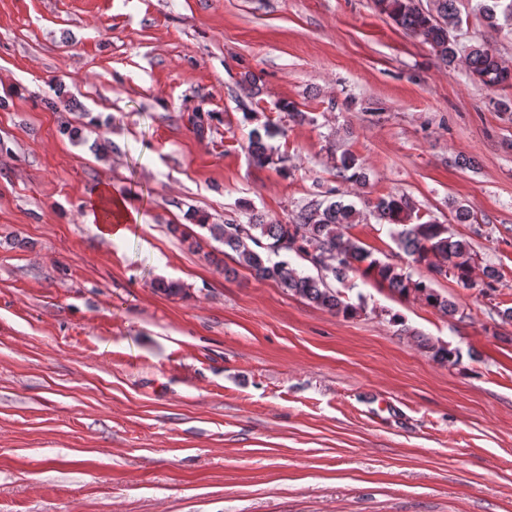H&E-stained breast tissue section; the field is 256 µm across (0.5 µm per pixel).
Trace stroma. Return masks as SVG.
Instances as JSON below:
<instances>
[{"label": "stroma", "instance_id": "stroma-1", "mask_svg": "<svg viewBox=\"0 0 512 512\" xmlns=\"http://www.w3.org/2000/svg\"><path fill=\"white\" fill-rule=\"evenodd\" d=\"M475 4L461 44L512 66V28ZM504 97L374 0H0V512H512ZM198 112L217 115L201 137ZM269 122L286 134L259 166L249 134ZM346 151L365 184L337 179ZM103 185L138 213L123 239L84 219ZM336 186L376 258L409 262L365 205L405 194L501 281L432 278L448 317L352 271L346 318L190 219L286 224Z\"/></svg>", "mask_w": 512, "mask_h": 512}]
</instances>
